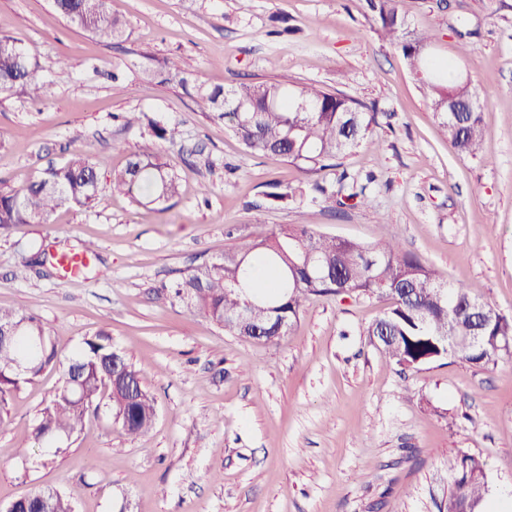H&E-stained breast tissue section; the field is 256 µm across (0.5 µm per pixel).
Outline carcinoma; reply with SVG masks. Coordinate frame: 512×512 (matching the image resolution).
<instances>
[{"instance_id":"1","label":"carcinoma","mask_w":512,"mask_h":512,"mask_svg":"<svg viewBox=\"0 0 512 512\" xmlns=\"http://www.w3.org/2000/svg\"><path fill=\"white\" fill-rule=\"evenodd\" d=\"M109 0H53V6L71 26L100 39H119L123 21L113 15ZM366 8L381 23L384 38L396 42L414 71L427 69L430 81L422 90L436 108L454 92L457 82L448 62L423 57L425 46L437 34L424 33L406 39L407 21L395 0H365ZM164 75L179 78L181 87L194 91V101L204 113L231 123V131L244 148L271 154L306 174H319L344 166L347 154L358 148H375L376 128L390 117L341 94L312 84L294 85L278 80L241 82L226 89L192 83L175 60L167 59L159 69H143L149 81ZM20 92L32 100L42 97L44 84L36 77V66L15 39L0 36V94ZM439 125L455 151L465 157L481 154L483 128L479 113H439ZM147 121L149 139L127 159L123 169L112 173V192L124 194L139 204H166L180 195L176 171L163 161L159 142L172 130L147 115L129 112L128 125ZM341 172L333 182H313L324 202L342 204L338 196L358 205L370 200L365 188L345 183ZM266 197L274 202L296 201L299 187L274 181ZM99 190L95 164L81 152H73L60 166L16 191L0 189V229L14 224H45L60 206L89 207ZM265 269L264 279L253 276L255 265ZM356 294L392 299L391 306L367 328L369 339L380 338L378 347L400 366L416 368L448 356L485 367L505 354L501 343L512 338V317L487 310L483 344L467 342L474 332L469 305L480 302L462 284L443 280L438 272L399 243L382 236L362 243L328 237L307 224H283L260 233L239 250L227 251L219 259L203 263L175 281L168 298L183 304L193 314H202L224 332L245 340L262 337L272 342L297 322L304 303L317 296ZM22 325L25 335L0 348V426L12 394L32 382L46 367L59 364L58 387L39 413L32 431L35 443L58 452L89 416L104 413L129 437L150 431L157 416V402L141 382L140 373L127 355L100 330L66 350L32 312L0 307V327ZM455 336L450 351L442 336ZM29 362L17 372L19 360ZM448 512H461L472 503L482 504L488 492L485 461L460 453L448 460ZM19 512H75L69 499L53 489H36L12 501Z\"/></svg>"}]
</instances>
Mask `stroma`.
<instances>
[{
  "mask_svg": "<svg viewBox=\"0 0 512 512\" xmlns=\"http://www.w3.org/2000/svg\"><path fill=\"white\" fill-rule=\"evenodd\" d=\"M411 33L435 31L430 56L472 82L483 156L448 144L400 48L362 0H109L125 35L105 44L70 26L51 0H0V35L28 50L41 101L0 97V185L19 188L79 151L103 188L93 207L0 229V307L38 315L61 346L103 330L157 399L151 431L132 438L91 419L66 451L33 446L59 382L47 367L9 402L0 428V506L37 488L75 512H441L448 460L487 465L485 512H512V354L479 368L455 358L401 370L366 334L388 300L315 297L272 343L224 333L160 290L183 272L279 224L362 242L379 235L512 316V0H396ZM468 53H461V44ZM173 58L208 86L315 83L389 113L379 146L344 161L367 180L366 207L328 209L314 193L272 204L268 184L308 176L246 152L227 121L203 114L177 82L141 78ZM121 71L113 79V71ZM178 173L172 206L141 205L108 182L147 132ZM90 241L93 272L16 277L41 242Z\"/></svg>",
  "mask_w": 512,
  "mask_h": 512,
  "instance_id": "stroma-1",
  "label": "stroma"
}]
</instances>
